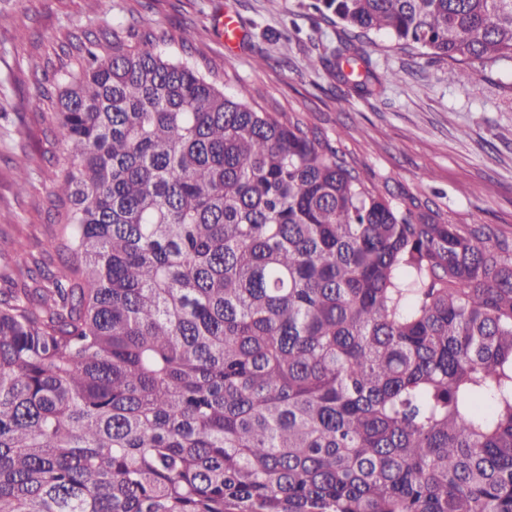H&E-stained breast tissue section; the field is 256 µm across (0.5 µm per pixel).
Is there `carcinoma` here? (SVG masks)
Listing matches in <instances>:
<instances>
[{
    "instance_id": "obj_1",
    "label": "carcinoma",
    "mask_w": 512,
    "mask_h": 512,
    "mask_svg": "<svg viewBox=\"0 0 512 512\" xmlns=\"http://www.w3.org/2000/svg\"><path fill=\"white\" fill-rule=\"evenodd\" d=\"M318 2L472 87L512 61V0ZM129 36L71 35L44 117L67 259L0 236V512H512V234Z\"/></svg>"
}]
</instances>
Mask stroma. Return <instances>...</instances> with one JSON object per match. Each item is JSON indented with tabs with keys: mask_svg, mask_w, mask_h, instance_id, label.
<instances>
[{
	"mask_svg": "<svg viewBox=\"0 0 512 512\" xmlns=\"http://www.w3.org/2000/svg\"><path fill=\"white\" fill-rule=\"evenodd\" d=\"M316 0H0V232L46 248L64 209L53 196L64 151L30 99L54 90L73 56L69 34L113 27L158 28L179 38L197 32L194 55L206 59L226 93L259 90L271 112L295 110L320 128L361 172L388 187L398 205L448 213L457 224L512 228V63L475 66L476 87L456 66L392 48L384 34L365 49L372 69L397 72L378 93L360 96L336 78L343 25ZM234 15L241 41L230 47L212 26ZM26 152L33 186L17 194L13 159Z\"/></svg>",
	"mask_w": 512,
	"mask_h": 512,
	"instance_id": "35a3bbf8",
	"label": "stroma"
}]
</instances>
